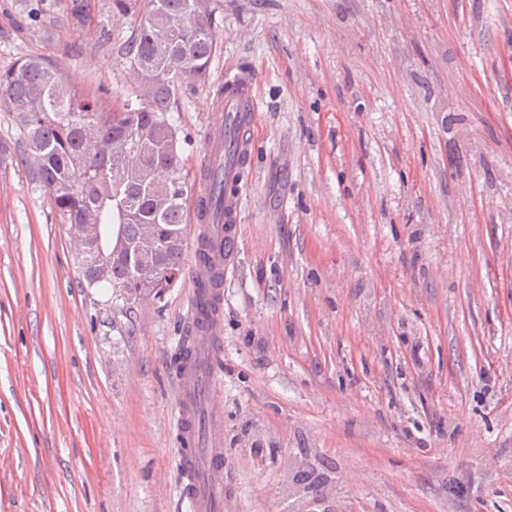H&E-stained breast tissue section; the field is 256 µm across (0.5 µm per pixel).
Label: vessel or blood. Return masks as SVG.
I'll return each mask as SVG.
<instances>
[{"label":"vessel or blood","instance_id":"vessel-or-blood-1","mask_svg":"<svg viewBox=\"0 0 512 512\" xmlns=\"http://www.w3.org/2000/svg\"><path fill=\"white\" fill-rule=\"evenodd\" d=\"M231 82L234 91L225 95L224 111L207 133L210 163L224 166L223 210L204 215L196 226L208 248L194 253L189 265L184 321L189 356L175 369L177 457L186 512H224V408L215 398L217 359L223 346L224 278L235 268L245 171L254 153L257 74L243 68Z\"/></svg>","mask_w":512,"mask_h":512}]
</instances>
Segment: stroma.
I'll list each match as a JSON object with an SVG mask.
<instances>
[{"mask_svg":"<svg viewBox=\"0 0 512 512\" xmlns=\"http://www.w3.org/2000/svg\"><path fill=\"white\" fill-rule=\"evenodd\" d=\"M0 0V72L134 97L133 20ZM171 116L193 207L225 77L259 73L224 283L229 512H512V0H210ZM187 274L88 287L0 104V512H185Z\"/></svg>","mask_w":512,"mask_h":512,"instance_id":"obj_1","label":"stroma"}]
</instances>
